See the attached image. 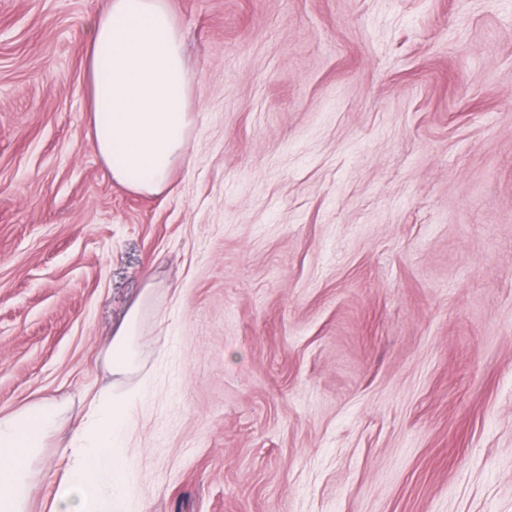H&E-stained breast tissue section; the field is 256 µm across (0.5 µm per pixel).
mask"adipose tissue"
Masks as SVG:
<instances>
[{"instance_id":"obj_1","label":"adipose tissue","mask_w":512,"mask_h":512,"mask_svg":"<svg viewBox=\"0 0 512 512\" xmlns=\"http://www.w3.org/2000/svg\"><path fill=\"white\" fill-rule=\"evenodd\" d=\"M90 30L94 146L115 181L159 193L189 147L183 32L169 0H104ZM139 319L132 308L109 345L113 373L135 366ZM145 392L93 401L72 435L51 512H137L127 434ZM57 416L49 404L0 416V512H28L33 464Z\"/></svg>"}]
</instances>
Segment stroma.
<instances>
[{"instance_id": "obj_1", "label": "stroma", "mask_w": 512, "mask_h": 512, "mask_svg": "<svg viewBox=\"0 0 512 512\" xmlns=\"http://www.w3.org/2000/svg\"><path fill=\"white\" fill-rule=\"evenodd\" d=\"M101 3L0 0V415L61 416L29 512L144 378L141 512H512V0H170L158 194L90 137ZM140 310L132 308L127 314L123 324L116 331L108 348V358L112 371L116 374H125L133 370L136 360L135 336H138V323Z\"/></svg>"}]
</instances>
